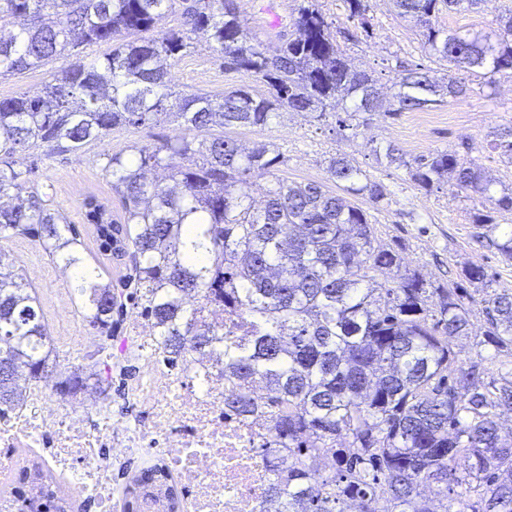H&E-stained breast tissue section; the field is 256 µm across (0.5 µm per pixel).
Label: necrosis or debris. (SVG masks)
<instances>
[{
  "instance_id": "1",
  "label": "necrosis or debris",
  "mask_w": 512,
  "mask_h": 512,
  "mask_svg": "<svg viewBox=\"0 0 512 512\" xmlns=\"http://www.w3.org/2000/svg\"><path fill=\"white\" fill-rule=\"evenodd\" d=\"M129 351L142 371L125 398L143 408L144 420L113 412L94 386L60 393L57 372H48L38 393L0 411V474L20 467L21 449L30 448L77 498L123 512L112 473L138 454L182 484V512H263V451L274 445L264 415L225 414L228 384L215 360L196 358L185 373L172 371L159 356L153 324L134 323Z\"/></svg>"
}]
</instances>
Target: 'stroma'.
Wrapping results in <instances>:
<instances>
[{"instance_id":"1","label":"stroma","mask_w":512,"mask_h":512,"mask_svg":"<svg viewBox=\"0 0 512 512\" xmlns=\"http://www.w3.org/2000/svg\"><path fill=\"white\" fill-rule=\"evenodd\" d=\"M272 10L260 8V0H236L241 20L254 38L262 41L269 54H276L284 37L292 32L291 19L298 0H272ZM369 32H360L357 22L348 20L343 0H317V5L334 29L354 32L355 38L343 42L349 62L357 69L371 72L377 80L385 104H392L395 82L401 66L420 65L442 76L447 64L430 57L422 45L419 29L413 22L397 17L387 0H369ZM512 10V0H482L478 8L443 12L441 28L449 32L494 34L502 14ZM59 59L35 70L15 72L0 77V97L23 93L36 94L63 67ZM169 84L182 94L221 95L248 86L265 92V85L255 77L225 70L209 43L198 41L193 48L172 61ZM470 91L466 98L414 112L389 115L383 112L366 117L356 136L346 138L329 126L309 122L304 116L281 112L264 126L232 127L227 136L245 146L265 143L279 152L281 162L276 176L290 181H317L326 187L334 182L328 172V160L345 153L373 180L382 183L388 196L381 203L369 198H355L370 223L375 226L378 246L400 249L405 263L419 269L426 280L445 284L458 279L471 266L485 268L497 288H512V261H504L495 249L475 240L472 204L463 192L445 186L428 192L411 180L406 168L378 163L373 149L393 144L414 158L436 150L458 152L488 172L495 192L512 188V164L503 162L493 149L499 128L512 125V77L495 75L486 81L483 75H467ZM176 124L165 121L149 126L123 125L113 128L104 140L87 143L76 153L44 156L41 148H30L16 155L19 169L38 164L40 183L49 185L53 205L59 208L82 239L91 231L84 219L83 202L95 194L108 198L114 214H121L119 197L103 166L109 154H131L137 147L153 146L176 136ZM15 272L23 276L35 291L54 342L73 344L80 332L92 326L71 286L70 279L58 276L59 264L29 238L16 236L5 240ZM72 311L71 320L59 321L61 311ZM140 305H127L122 320L111 336L103 340L105 351L85 356L87 372L102 370L111 362L112 374L103 378L98 388L111 399L113 412H125L122 385L133 380L137 365L125 354L126 338L133 333V320Z\"/></svg>"}]
</instances>
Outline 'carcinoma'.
Returning <instances> with one entry per match:
<instances>
[{"instance_id": "carcinoma-1", "label": "carcinoma", "mask_w": 512, "mask_h": 512, "mask_svg": "<svg viewBox=\"0 0 512 512\" xmlns=\"http://www.w3.org/2000/svg\"><path fill=\"white\" fill-rule=\"evenodd\" d=\"M344 2L348 18L368 31V0ZM388 2L421 28L428 54L448 63L438 79L421 66L403 68L396 111L465 98L471 87L461 71L512 75V13L500 17L491 38L437 24L441 12L477 0ZM176 11L179 27L159 29ZM7 18L21 23L8 27ZM291 26L270 56L249 35L235 0H0V76L81 47L111 46L100 58L63 68L32 96L0 98V239L25 235L64 267L82 264L74 293L107 335L119 324L112 315L140 298L171 366L221 347L229 385L265 384L272 395L224 394V412L266 415L274 442L288 449L286 471L278 449H265L267 512H345L349 500L359 512H512V440H502L498 426V410L512 409V289L486 287L481 267L435 286L403 265L399 251L374 247L375 230L350 197L380 203L386 191L345 153L328 162L334 193L316 181L276 176L280 154L266 144L204 137L215 127L264 126L283 108L314 122L332 118L340 134L354 136L360 114L384 111L376 80L348 64L313 0L295 8ZM194 38L212 43L224 69L261 79L267 92H173L168 66ZM170 115L180 127L174 138L130 158L106 157L124 223L106 202L84 201L98 252L129 258L124 287L132 292H115L85 263V243L49 203L36 168L16 169L15 156L33 146L47 155L78 152L116 126ZM495 148L512 164V126L498 131ZM374 152L387 166L406 168L420 188L449 182L472 195L481 204L472 216L479 227L494 223L487 206L512 211V192L491 194L493 181L481 167L454 151L411 162L390 143ZM176 157L183 163L173 164ZM156 168L168 171V183L148 180ZM255 173L272 177L259 208ZM190 222L195 233L187 240ZM477 238L512 259V231L501 242L484 232ZM191 294L242 312L247 339L235 342L205 323L202 308L184 302ZM477 305L484 324L475 334ZM456 339L470 340L467 365L452 348ZM50 346L37 298L0 264V363L23 366L39 381L51 366ZM23 391L0 366V408L20 403ZM157 478L172 476L153 465L131 478L126 512H142L133 508V486ZM36 481L45 488L38 505L25 491ZM16 483L13 497L29 508L74 512L75 501L38 460L18 470Z\"/></svg>"}]
</instances>
